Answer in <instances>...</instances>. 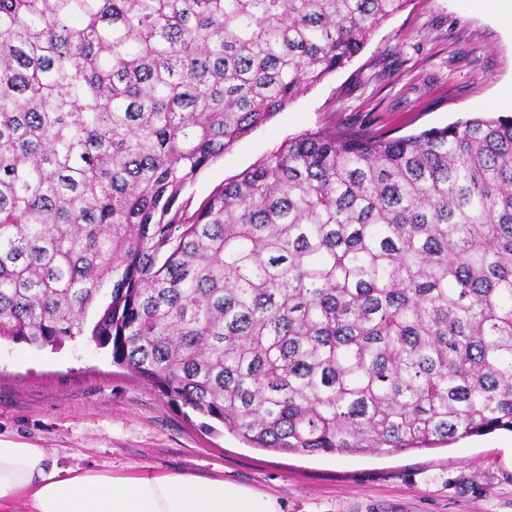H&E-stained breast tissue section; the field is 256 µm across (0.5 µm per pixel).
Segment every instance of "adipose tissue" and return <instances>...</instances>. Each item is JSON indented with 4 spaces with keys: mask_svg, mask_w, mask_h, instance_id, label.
<instances>
[{
    "mask_svg": "<svg viewBox=\"0 0 512 512\" xmlns=\"http://www.w3.org/2000/svg\"><path fill=\"white\" fill-rule=\"evenodd\" d=\"M283 512L277 497L184 474L58 469L46 449L0 441V512Z\"/></svg>",
    "mask_w": 512,
    "mask_h": 512,
    "instance_id": "ef3b65f1",
    "label": "adipose tissue"
}]
</instances>
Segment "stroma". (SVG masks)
<instances>
[{"label": "stroma", "mask_w": 512, "mask_h": 512, "mask_svg": "<svg viewBox=\"0 0 512 512\" xmlns=\"http://www.w3.org/2000/svg\"><path fill=\"white\" fill-rule=\"evenodd\" d=\"M512 87V28L473 0H408L345 67L212 163L201 203L283 140L310 130L404 136L476 115ZM79 338L57 349L0 342V439L48 449L60 467L222 479L288 512H512V433L423 450L300 455L251 447Z\"/></svg>", "instance_id": "1"}]
</instances>
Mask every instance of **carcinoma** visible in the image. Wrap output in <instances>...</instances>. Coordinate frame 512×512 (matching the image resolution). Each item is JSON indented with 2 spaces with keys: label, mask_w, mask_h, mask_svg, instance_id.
I'll use <instances>...</instances> for the list:
<instances>
[{
  "label": "carcinoma",
  "mask_w": 512,
  "mask_h": 512,
  "mask_svg": "<svg viewBox=\"0 0 512 512\" xmlns=\"http://www.w3.org/2000/svg\"><path fill=\"white\" fill-rule=\"evenodd\" d=\"M408 0H0V339L85 336L252 447L512 432V117L201 171Z\"/></svg>",
  "instance_id": "carcinoma-1"
}]
</instances>
